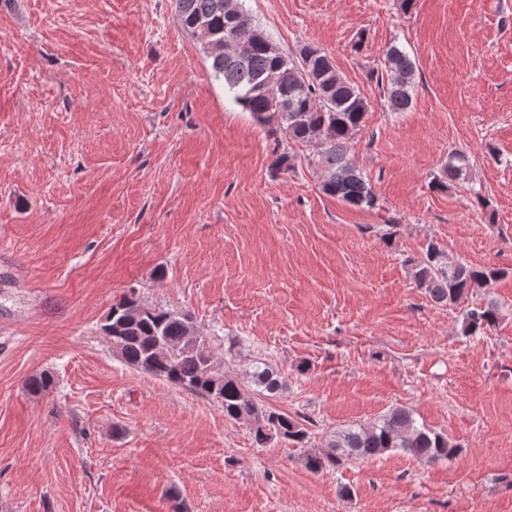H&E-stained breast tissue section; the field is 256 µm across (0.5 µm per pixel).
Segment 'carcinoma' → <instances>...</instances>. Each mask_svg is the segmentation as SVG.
I'll return each instance as SVG.
<instances>
[{"mask_svg": "<svg viewBox=\"0 0 512 512\" xmlns=\"http://www.w3.org/2000/svg\"><path fill=\"white\" fill-rule=\"evenodd\" d=\"M174 7L181 29L200 44L235 104L286 141L316 148L314 160L325 173L323 193L353 207H376L370 179L347 153V143L363 127L368 101L341 77L326 53L312 44L301 45L296 55L282 52L253 23L244 0H174ZM415 68L405 47L392 45L386 51L376 83L387 94L392 111L405 112L412 106ZM469 174L468 157L455 150L448 155L442 177L431 186L445 189L449 182L468 180ZM406 263L416 287L439 306H457L505 274L495 267L450 261L434 241ZM499 315L494 300L466 309L463 335L496 326ZM103 328L126 364L220 404L224 418L247 425L256 446L264 448L277 438L303 448L311 439V418L296 419L259 403L258 396H274L283 389L281 372L259 359L250 372L254 389L247 388L224 372V363L215 358L208 337L199 333L189 312L124 296L112 305ZM393 450L425 463L452 460L462 453L448 434L394 407L369 424L336 430L325 448L306 455L305 467L319 473Z\"/></svg>", "mask_w": 512, "mask_h": 512, "instance_id": "carcinoma-1", "label": "carcinoma"}]
</instances>
